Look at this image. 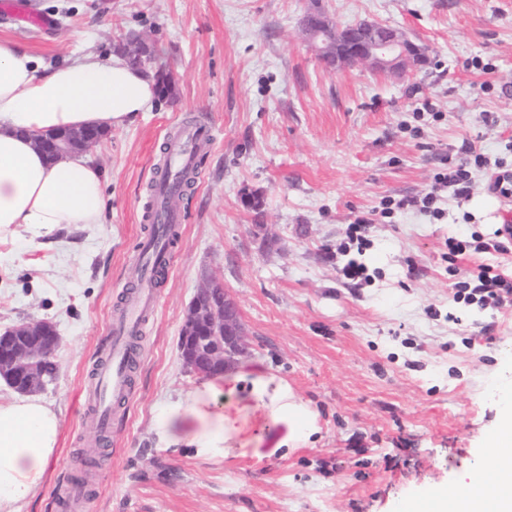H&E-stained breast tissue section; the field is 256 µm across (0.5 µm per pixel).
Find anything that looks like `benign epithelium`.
Returning <instances> with one entry per match:
<instances>
[{
    "label": "benign epithelium",
    "mask_w": 512,
    "mask_h": 512,
    "mask_svg": "<svg viewBox=\"0 0 512 512\" xmlns=\"http://www.w3.org/2000/svg\"><path fill=\"white\" fill-rule=\"evenodd\" d=\"M308 39L318 46L322 61L331 66L367 64L375 71L403 74L422 66L425 50L403 31L378 21H360L339 28L320 14L303 21ZM100 141L96 128L70 130L51 142L36 146L57 161L75 152H86ZM189 333L181 338L184 366L205 375L216 367L229 371L250 353V343L240 320L235 297L223 283L206 277L185 316ZM60 337L55 326L44 320H29L0 331V376H21V392L44 389L42 366L54 356Z\"/></svg>",
    "instance_id": "benign-epithelium-1"
}]
</instances>
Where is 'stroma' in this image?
Returning a JSON list of instances; mask_svg holds the SVG:
<instances>
[{
	"label": "stroma",
	"mask_w": 512,
	"mask_h": 512,
	"mask_svg": "<svg viewBox=\"0 0 512 512\" xmlns=\"http://www.w3.org/2000/svg\"><path fill=\"white\" fill-rule=\"evenodd\" d=\"M42 30L0 14V39L52 66L113 53L135 34L152 43L173 92L90 153L106 175L105 223L65 227L31 248L0 243V330L35 318L60 336L55 380L40 392L60 411L54 459L27 512H55L53 492L75 456L95 459L81 512H400L488 478L478 449L500 418L496 380L512 376V305L458 300L462 271L512 273V251L448 256L449 238L493 237L512 197L489 191L512 172V0H25ZM321 10L337 27H398L428 62L397 77L322 62L302 31ZM493 58L488 75L470 66ZM492 92H482V83ZM430 102L442 117L416 123ZM208 119L195 184L174 206L180 238L139 336L134 393L111 448L83 414L105 336L140 275L141 215L167 133ZM470 143L491 163L471 197L443 198L441 219L407 208L374 222L385 198L426 193L446 156ZM371 218L370 245L344 250L345 230ZM361 263L367 280L341 269ZM238 303L249 367L288 381L318 414L315 443L283 447L239 392L245 445L203 460L157 447L152 421L200 382L178 349L203 276Z\"/></svg>",
	"instance_id": "1"
}]
</instances>
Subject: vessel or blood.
Listing matches in <instances>:
<instances>
[{
	"label": "vessel or blood",
	"mask_w": 512,
	"mask_h": 512,
	"mask_svg": "<svg viewBox=\"0 0 512 512\" xmlns=\"http://www.w3.org/2000/svg\"><path fill=\"white\" fill-rule=\"evenodd\" d=\"M213 130L210 122L200 121L184 127L167 141L165 161L166 178L175 180L180 172L191 166L201 149L210 143ZM144 223L158 224L154 240L144 241L139 262L168 264L177 240L180 214L173 208L166 186L158 190L154 212L142 215ZM158 305V295L149 279H142L136 292L113 316L109 327V352L103 362L97 364L94 375V399L91 417L99 433H107L112 426V415L132 394L129 366L133 359L131 336L137 335L145 317Z\"/></svg>",
	"instance_id": "vessel-or-blood-1"
}]
</instances>
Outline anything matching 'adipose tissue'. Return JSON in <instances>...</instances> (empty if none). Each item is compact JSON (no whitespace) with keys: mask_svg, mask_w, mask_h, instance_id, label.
Returning a JSON list of instances; mask_svg holds the SVG:
<instances>
[{"mask_svg":"<svg viewBox=\"0 0 512 512\" xmlns=\"http://www.w3.org/2000/svg\"><path fill=\"white\" fill-rule=\"evenodd\" d=\"M155 95L151 74L121 56L86 52L46 66L0 40V242L23 231L38 247L61 227L104 223L101 169L85 154L50 161L34 140L64 129L134 122L152 109ZM240 389L269 422L287 424L291 441L317 433L315 414L287 382L243 369L167 399L155 419L158 442L203 458L223 456L238 433L224 398ZM60 429L57 412L39 397L0 400V512H24L36 497ZM485 444L500 449L485 459L490 479L461 480L452 491L408 502L403 512H447L452 505L460 512H512V405Z\"/></svg>","mask_w":512,"mask_h":512,"instance_id":"ef3b65f1","label":"adipose tissue"}]
</instances>
